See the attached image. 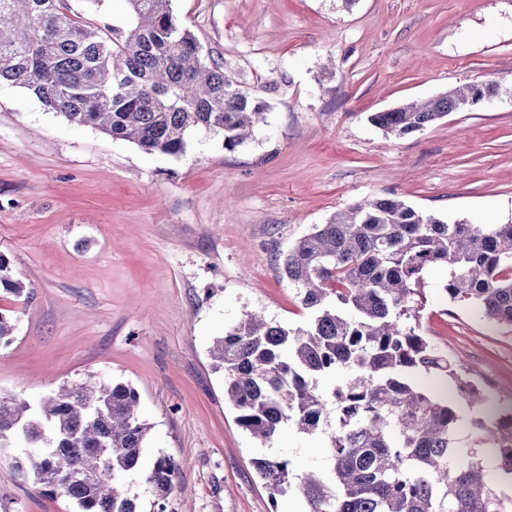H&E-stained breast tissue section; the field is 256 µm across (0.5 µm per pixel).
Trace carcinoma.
Returning a JSON list of instances; mask_svg holds the SVG:
<instances>
[{
	"instance_id": "carcinoma-1",
	"label": "carcinoma",
	"mask_w": 512,
	"mask_h": 512,
	"mask_svg": "<svg viewBox=\"0 0 512 512\" xmlns=\"http://www.w3.org/2000/svg\"><path fill=\"white\" fill-rule=\"evenodd\" d=\"M128 3L131 23L118 40L70 0H0V80L147 153L178 156L200 128L222 134L229 152L241 146L266 122V102L208 60L172 0ZM496 92L469 84L370 122L400 138ZM434 267L447 270L451 303L474 305L512 332V224H449L384 194L313 225L283 256V275L310 312L305 325L247 313L217 340L224 399L244 431L264 444L285 425L327 432L325 470L299 475L286 455L255 459L272 502L293 488L307 512H504L512 498L486 479L481 449L495 448L512 474V410L491 409L470 371L421 331L422 285ZM0 290L18 301L30 294L2 254ZM418 373L453 383L472 412L471 433L453 400L414 382ZM150 430L137 390L123 382L93 375L62 385L36 412L0 393V450L40 449L14 467L76 512H143L127 477ZM179 482L175 460L158 457L143 477L152 512H167Z\"/></svg>"
}]
</instances>
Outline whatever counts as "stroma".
Segmentation results:
<instances>
[{
	"label": "stroma",
	"instance_id": "obj_1",
	"mask_svg": "<svg viewBox=\"0 0 512 512\" xmlns=\"http://www.w3.org/2000/svg\"><path fill=\"white\" fill-rule=\"evenodd\" d=\"M72 7L89 25L126 30L127 0ZM206 56L268 105L267 121L229 152L193 131L177 157L150 154L0 84V254L27 301L0 295L14 324L0 347V393L31 406L93 374L131 383L153 429L132 491L162 455L182 483L168 512H302L271 502L252 461L326 462L327 437L283 430L266 446L235 422L209 350L259 312L308 319L281 260L315 224L393 193L454 224H512V0H173ZM494 82L484 107L401 138L372 113ZM443 269L425 277L426 336L512 406V333L476 307L452 306ZM0 456V512H72Z\"/></svg>",
	"mask_w": 512,
	"mask_h": 512
}]
</instances>
